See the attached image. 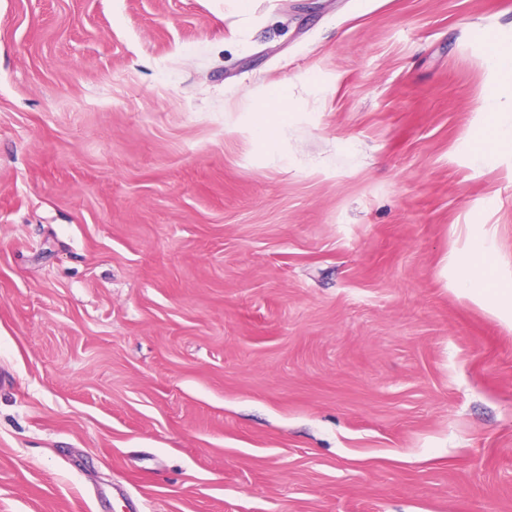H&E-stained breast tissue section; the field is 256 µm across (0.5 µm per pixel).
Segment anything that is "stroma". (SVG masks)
Returning a JSON list of instances; mask_svg holds the SVG:
<instances>
[{
	"mask_svg": "<svg viewBox=\"0 0 512 512\" xmlns=\"http://www.w3.org/2000/svg\"><path fill=\"white\" fill-rule=\"evenodd\" d=\"M484 32L512 0H0V512H512ZM468 283L473 288H464L468 292L472 293L476 299L485 304L488 308L494 309L499 306L502 301H505L510 297L512 302V290L511 289H500L498 292H493L489 288H483L482 283L474 277L469 278ZM508 290H510L508 292Z\"/></svg>",
	"mask_w": 512,
	"mask_h": 512,
	"instance_id": "1",
	"label": "stroma"
}]
</instances>
